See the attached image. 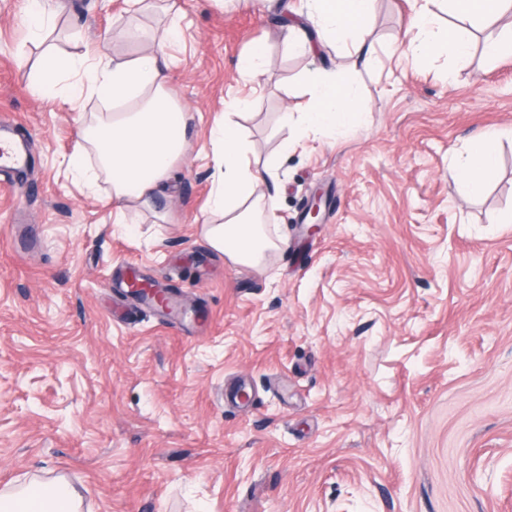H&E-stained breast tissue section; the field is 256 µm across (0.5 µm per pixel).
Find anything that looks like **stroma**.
I'll list each match as a JSON object with an SVG mask.
<instances>
[{"label":"stroma","instance_id":"stroma-1","mask_svg":"<svg viewBox=\"0 0 512 512\" xmlns=\"http://www.w3.org/2000/svg\"><path fill=\"white\" fill-rule=\"evenodd\" d=\"M32 40L27 0H0V119L31 164L0 182V486L62 476L92 512H512V57L477 25L463 59L416 61L411 0H376L366 67L341 44L317 60L281 27L305 0H48ZM161 50L192 119L157 213L112 221L69 158L87 97L34 84L46 54L110 64ZM262 47L254 80L239 64ZM349 79L367 125L290 150L282 112L314 67ZM251 157L277 159L267 225L279 250L235 265L203 233L212 128L231 103ZM501 132L480 198L454 181L472 133ZM322 224L299 223L312 194ZM134 276L176 295L201 328L141 304Z\"/></svg>","mask_w":512,"mask_h":512}]
</instances>
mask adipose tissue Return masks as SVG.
I'll return each instance as SVG.
<instances>
[{
  "label": "adipose tissue",
  "mask_w": 512,
  "mask_h": 512,
  "mask_svg": "<svg viewBox=\"0 0 512 512\" xmlns=\"http://www.w3.org/2000/svg\"><path fill=\"white\" fill-rule=\"evenodd\" d=\"M308 2L322 38L341 41L364 63L372 62L363 27L374 0ZM168 70L167 57L155 51L116 66L90 63L87 55L79 53L54 56L44 64L42 87L56 90L65 73L76 72L80 78L69 88L72 98L91 91L112 103L111 111L83 120L69 167L90 186L98 177L106 178L112 187L115 223H125L128 214L149 207L164 192L173 163L189 148L186 131L191 116L169 92ZM309 94L305 110L284 114V124L296 123L303 130L333 139L367 121L348 84L320 77L311 83ZM493 137V132L486 130L473 133L453 162L454 176L470 196L483 193L487 174L498 165L490 147ZM211 139L217 162L206 240L233 263L259 265L278 247L263 225L265 211L272 208L273 201L260 191L275 180L277 166L272 161L252 162L248 144L232 118H225ZM81 507L80 494L62 477L47 483L33 479L0 489V512H81Z\"/></svg>",
  "instance_id": "1"
}]
</instances>
